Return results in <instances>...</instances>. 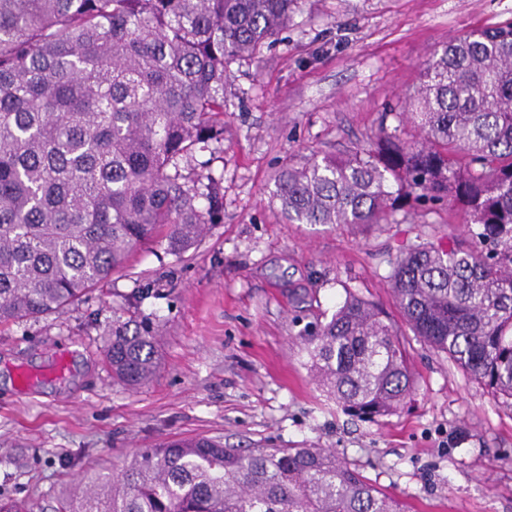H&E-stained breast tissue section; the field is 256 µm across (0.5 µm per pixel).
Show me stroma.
I'll return each mask as SVG.
<instances>
[{
    "instance_id": "1",
    "label": "stroma",
    "mask_w": 512,
    "mask_h": 512,
    "mask_svg": "<svg viewBox=\"0 0 512 512\" xmlns=\"http://www.w3.org/2000/svg\"><path fill=\"white\" fill-rule=\"evenodd\" d=\"M509 21L512 0H303L260 61L231 64L224 148L196 156L224 203L200 244L138 248L63 311L0 325V504L54 512L141 449L207 437L331 449L408 512H512V407L414 336L390 287L403 247L463 230L462 215L405 206L370 228L291 224L271 200L284 165L383 126L411 138L400 112L422 64ZM349 292L384 311L414 371L407 403L375 421L337 408L299 347ZM116 304L161 329L157 375L135 390L101 356Z\"/></svg>"
}]
</instances>
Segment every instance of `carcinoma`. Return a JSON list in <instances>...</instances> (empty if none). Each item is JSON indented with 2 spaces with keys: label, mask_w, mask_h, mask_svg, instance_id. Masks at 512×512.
<instances>
[{
  "label": "carcinoma",
  "mask_w": 512,
  "mask_h": 512,
  "mask_svg": "<svg viewBox=\"0 0 512 512\" xmlns=\"http://www.w3.org/2000/svg\"><path fill=\"white\" fill-rule=\"evenodd\" d=\"M301 0H0V325L78 300L149 243L180 256L219 207L183 171L224 139L229 66L257 58ZM403 116L345 156L288 164L273 198L297 224H394L401 201L450 202L467 229L410 246L393 293L413 333L512 405V22L427 59ZM208 201L202 208L198 199ZM112 307L103 357L130 388L156 335ZM336 406L399 409L413 379L382 312L348 294L300 340ZM56 512H407L327 448H226L205 437L144 448L90 477Z\"/></svg>",
  "instance_id": "carcinoma-1"
}]
</instances>
